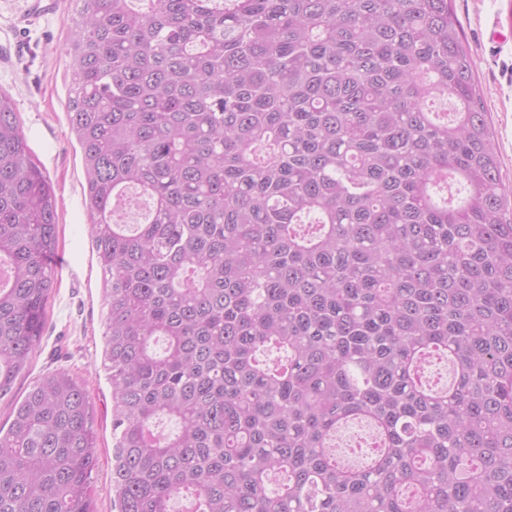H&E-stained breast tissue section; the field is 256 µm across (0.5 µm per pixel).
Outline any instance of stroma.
I'll use <instances>...</instances> for the list:
<instances>
[{
    "instance_id": "35a3bbf8",
    "label": "stroma",
    "mask_w": 512,
    "mask_h": 512,
    "mask_svg": "<svg viewBox=\"0 0 512 512\" xmlns=\"http://www.w3.org/2000/svg\"><path fill=\"white\" fill-rule=\"evenodd\" d=\"M494 132L502 177L512 184V0H452ZM74 0H46L29 14L27 0H0V90L16 103L32 156L49 176L57 204L61 265L47 305L39 350L0 398V425L33 384L66 371L87 391L96 436L91 474L95 512H115L112 388L104 368V274L91 246L84 167L67 118Z\"/></svg>"
}]
</instances>
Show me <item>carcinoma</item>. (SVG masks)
I'll return each mask as SVG.
<instances>
[{"instance_id":"cac0c4a2","label":"carcinoma","mask_w":512,"mask_h":512,"mask_svg":"<svg viewBox=\"0 0 512 512\" xmlns=\"http://www.w3.org/2000/svg\"><path fill=\"white\" fill-rule=\"evenodd\" d=\"M75 2L118 512H512V213L452 0ZM56 226L0 92V398ZM89 406L63 371L14 405L0 512H93ZM355 420L359 467L334 446Z\"/></svg>"}]
</instances>
